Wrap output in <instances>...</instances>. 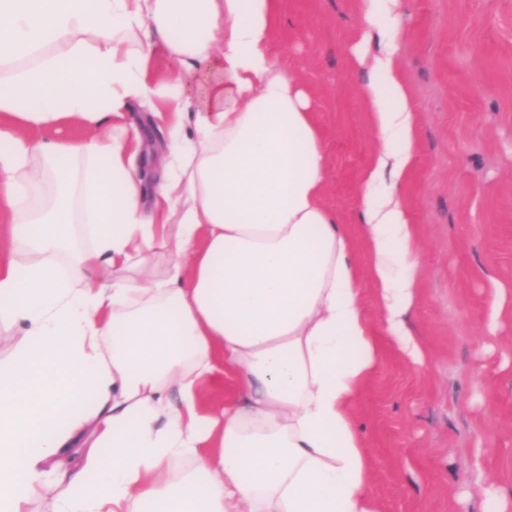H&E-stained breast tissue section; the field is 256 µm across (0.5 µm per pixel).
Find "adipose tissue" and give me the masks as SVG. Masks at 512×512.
Masks as SVG:
<instances>
[{"instance_id":"obj_1","label":"adipose tissue","mask_w":512,"mask_h":512,"mask_svg":"<svg viewBox=\"0 0 512 512\" xmlns=\"http://www.w3.org/2000/svg\"><path fill=\"white\" fill-rule=\"evenodd\" d=\"M274 13L0 0V512H377L353 404L383 350L358 285L369 273L391 345L426 367L401 319L413 107L395 48H358L380 143L363 267L321 202L310 97L271 60ZM133 102L166 132L149 181ZM72 122L82 137L61 136Z\"/></svg>"}]
</instances>
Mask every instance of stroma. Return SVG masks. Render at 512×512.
<instances>
[{
	"label": "stroma",
	"mask_w": 512,
	"mask_h": 512,
	"mask_svg": "<svg viewBox=\"0 0 512 512\" xmlns=\"http://www.w3.org/2000/svg\"><path fill=\"white\" fill-rule=\"evenodd\" d=\"M364 0H278L270 53L310 96L324 206L360 233L361 176L379 141L353 50ZM388 29L416 117L400 191L419 251L408 323L421 370L386 351L354 411L379 512H512V0H401ZM504 289L507 309L491 321Z\"/></svg>",
	"instance_id": "obj_1"
}]
</instances>
